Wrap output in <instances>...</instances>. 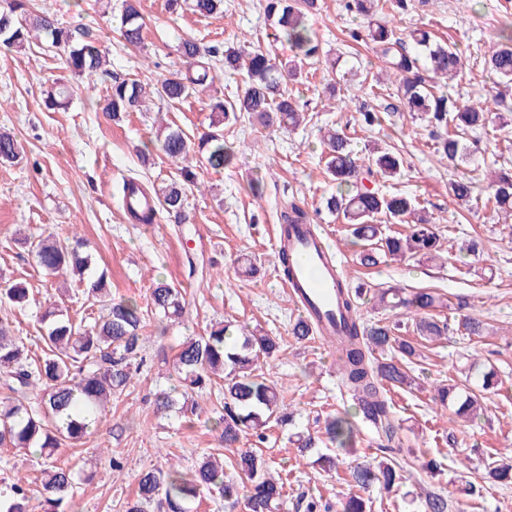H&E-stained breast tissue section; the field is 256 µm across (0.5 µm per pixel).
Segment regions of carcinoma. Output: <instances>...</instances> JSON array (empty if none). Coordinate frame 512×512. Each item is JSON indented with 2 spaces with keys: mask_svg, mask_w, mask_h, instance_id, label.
<instances>
[{
  "mask_svg": "<svg viewBox=\"0 0 512 512\" xmlns=\"http://www.w3.org/2000/svg\"><path fill=\"white\" fill-rule=\"evenodd\" d=\"M316 2L265 0L264 11L273 20L279 37L288 43L291 55L280 59L259 46L227 48L224 70L243 73L242 93L227 104L222 99L211 104V130L199 138L194 148L180 129L168 126L163 130L160 150L171 160L185 163L181 168L184 181L191 182L195 177L189 165L192 151L213 169L233 164L235 150L224 142V121L230 118L236 120L246 112L265 124L276 122L295 127L301 123L302 113L292 98L281 92V86L284 78L300 75L304 64L321 62L322 47L307 23V14L315 10ZM167 4L173 12L188 5L204 17L224 11V0H167ZM345 7L366 20L365 31L372 50L385 70L398 79L397 95L410 114L419 112L432 126L446 129L436 141L435 152L450 164L458 163L470 151L466 135L484 129L488 122V111L484 108L462 105L448 94L433 92L435 81L446 82L459 76L462 56L433 40L424 29L401 36L395 28L375 18L374 0H346ZM144 27L139 0H123V41L132 47L141 46ZM34 32L44 34L49 46L63 49L68 68L77 76L91 78L106 65V52L100 44L73 40L54 17L29 12L27 0H6L0 8V42L22 49ZM177 52L182 66L169 72L157 88L159 96L171 105L212 88L217 79L215 66L202 60L194 39H183ZM487 64L500 83L512 84V29L501 37ZM69 96L68 86L60 84L48 93L49 105L63 108ZM146 98V87L139 80H116L107 92L104 112L118 120L126 113L142 111ZM321 139L327 172L336 183V193L327 198L326 207L343 216L352 236L361 242V265L374 266L383 255L393 259L408 254L434 257L439 238L426 213L408 197L388 195L375 186L374 179L386 181L399 174L400 157L392 151H378L368 157L365 165L355 157L343 132L324 130ZM22 152L16 136L1 129L0 161L12 162ZM473 191V183L464 177L448 183V193L461 201L468 200ZM154 194L160 208L173 216L175 222L187 221L183 185L171 183ZM485 201L512 216V173L494 172L486 185ZM380 216L391 224H407L409 230L404 234H385L377 223ZM280 220L284 224H306L308 216L296 202L290 201L281 211ZM25 241L30 243L38 267L50 274L71 270L78 282L84 284L83 294L89 306L99 303L104 310L92 323L75 325L63 318L58 305L47 306L39 317L44 333L38 340L46 347L41 356L32 355L25 340L0 323V386L9 391L0 399V447L23 450L42 460L41 512H70L76 494L75 474L57 465L55 455L62 441H78L98 430L107 418L106 408L112 397L122 394L130 384L141 351L138 330L144 314L133 301L106 299L104 274H93L89 255L79 251L81 242L72 246L52 235H39L34 241L27 236ZM362 292L346 280L338 282L339 303L350 314L351 321H343L342 335L336 337L337 370L351 409L325 421L324 434L334 448L331 453L320 455L318 461L328 471L339 464L336 450L354 447L359 421L373 428L384 441L380 445L382 452H397L400 425L386 396V385L406 386L411 377L400 361L380 360L375 352L394 351L406 360L417 355L415 347L395 336L391 327L369 326L360 321L357 308ZM4 295L16 307L23 308L30 302V288L22 282L10 285ZM149 298L154 310L173 322L185 313L182 289L163 279L152 280ZM379 300L413 314L415 328L423 337L438 338L448 331L447 325L439 324L430 314L441 305L439 297L431 291L407 294L394 287L381 292ZM241 331L242 335L234 336L229 333V326L220 325L183 342L173 362L184 388L183 402L169 393H161L155 399L159 411H170L178 405L181 413L193 414L197 407L189 393L205 388L215 377L224 379L223 412L215 426L220 429L219 441L226 448L239 443L246 429L271 422L286 425L290 420L281 394L259 373L257 366L258 358L274 356L279 344L273 337L246 326ZM432 400L444 408L450 404L457 406L459 416L481 409L478 396L453 380L435 386ZM232 468L234 473L227 474L223 462L211 453L188 472L162 467L147 470L140 475L136 498L127 503L126 512H146L147 505L157 498L163 512H194V505L213 493L224 499L230 510L241 501L247 512H275L283 504L285 484L269 474L263 456L240 448ZM352 479L361 488L378 482L391 489L400 483L403 474L386 457L375 464L355 465ZM36 507L29 484L16 480L10 486L6 512H33Z\"/></svg>",
  "mask_w": 512,
  "mask_h": 512,
  "instance_id": "1",
  "label": "carcinoma"
}]
</instances>
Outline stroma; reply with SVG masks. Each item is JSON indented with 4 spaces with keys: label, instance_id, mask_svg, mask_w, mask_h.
Segmentation results:
<instances>
[{
    "label": "stroma",
    "instance_id": "35a3bbf8",
    "mask_svg": "<svg viewBox=\"0 0 512 512\" xmlns=\"http://www.w3.org/2000/svg\"><path fill=\"white\" fill-rule=\"evenodd\" d=\"M262 2L224 0L223 16L203 17L187 8L169 12L166 0H141L146 28L144 46L136 49L120 37L121 0H31L33 11L54 16L75 38L97 41L107 52V70L90 90L66 70L63 52L43 39H32L22 50L0 45V128L14 132L24 147L18 162L0 163V290L26 281L38 298L22 310L0 303V320L9 322L15 335L36 338L38 303L57 295V278L33 264L27 244L15 237L19 230L83 239L96 272L107 277L112 301L146 306L151 280L159 275L183 288L186 299L179 322L147 315L140 332L143 362L125 393L113 399L107 425L61 447L60 464L81 478L73 512H125L141 471L163 466L165 453L174 454L187 470L219 448L211 428L221 408L218 388L196 392L200 411L189 417L156 412L154 398L176 384L173 359L180 345L225 323L259 329L283 347L279 356L261 359L260 365L294 420L284 428L268 425L260 438L246 431L241 439L242 447L262 452L272 474L283 479L282 512H305L312 501L335 507L354 493L367 501L369 512H422L414 497L421 489L446 496L449 512H512V481L483 476L489 459L512 464V219L504 220L483 197L464 203L448 194L451 179H469L480 189L490 171L512 166V133L500 131L498 114L491 109L494 97L512 99V88L499 86L484 66L501 28L512 25V0H409L404 10L392 0L378 5L380 17L398 32L426 28L457 47L464 68L449 83L448 93L490 107L488 125L459 166L436 153L435 128L405 112L381 62L363 41L352 39L361 23L345 9L344 0H319L309 24L324 50L354 61L357 76L343 84L318 69L303 82L289 83L288 92L305 115L297 129L245 118L226 123L224 139L237 147V158L219 170L196 167L195 182L185 188L189 223H173L164 213L151 224L131 223L117 202L123 180L134 177L157 187L180 181L178 165L154 147L157 131L169 124L198 140L209 129L211 98L200 93L170 106L155 96L148 111L116 123L103 113L108 88L128 78L157 85L177 68L176 48L186 37L218 59L227 47L246 40L273 56L288 57L289 46L277 38ZM59 81L76 90L64 111L45 104L47 90ZM363 109L379 112L380 123L359 125L357 113ZM326 125L343 128L357 157H366L376 145L401 155L400 176L380 188L408 195L425 209L439 235V259H387L371 268L357 264L345 223L326 208L336 191L321 158L319 129ZM257 177L264 186L259 201L249 191ZM291 198L323 233L351 284L364 286L358 313L365 323L395 324L400 335L415 338L405 310L378 302L379 291L390 286L428 289L444 301L437 315L448 323L447 336L415 339L419 355L409 370L415 383L389 392L400 423L402 450L396 460L407 476L392 490L376 484L360 489L351 480V467L377 456L366 428H359L353 452L341 454L336 470H322L316 463L328 444L325 418L343 412L348 402L335 350L317 338L299 342L290 334L300 312L283 286L273 226ZM475 238L483 243L476 255L466 250ZM246 256L258 268L251 278L239 274ZM462 301L467 313L488 324V335L468 337L458 331ZM473 362L494 368L497 384L483 390V414L462 421L433 402V388L454 379L482 390L481 377L469 370ZM306 435L315 438L316 447L302 456L297 440ZM431 458L439 469L423 470ZM115 461L120 464L116 471L111 468ZM16 477L41 492L37 459L0 448V488Z\"/></svg>",
    "mask_w": 512,
    "mask_h": 512
}]
</instances>
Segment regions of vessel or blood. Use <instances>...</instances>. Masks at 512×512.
<instances>
[{
    "mask_svg": "<svg viewBox=\"0 0 512 512\" xmlns=\"http://www.w3.org/2000/svg\"><path fill=\"white\" fill-rule=\"evenodd\" d=\"M274 236L277 252L287 253L291 260L290 277L284 282L291 298L320 336H335L343 315L336 302V254L324 236L302 224L277 225Z\"/></svg>",
    "mask_w": 512,
    "mask_h": 512,
    "instance_id": "vessel-or-blood-1",
    "label": "vessel or blood"
}]
</instances>
